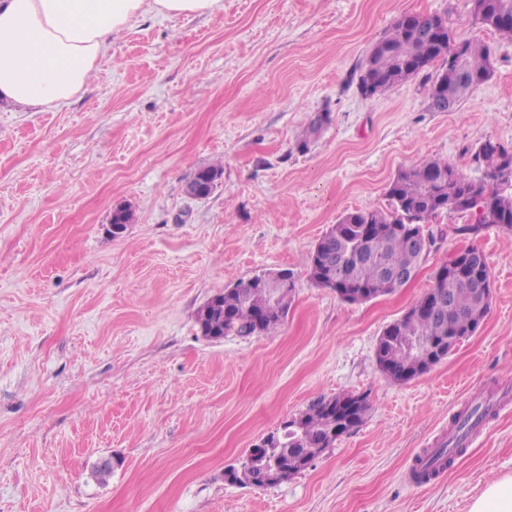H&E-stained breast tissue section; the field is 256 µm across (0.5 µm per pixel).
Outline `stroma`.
Here are the masks:
<instances>
[{"label":"stroma","instance_id":"stroma-1","mask_svg":"<svg viewBox=\"0 0 512 512\" xmlns=\"http://www.w3.org/2000/svg\"><path fill=\"white\" fill-rule=\"evenodd\" d=\"M447 16L491 46L493 73L449 112L417 76L381 95L358 78L405 14ZM330 122L307 148L311 116ZM512 145V40L475 24L470 0H224L203 16H146L113 35L85 92L55 107L0 98V512H468L512 475V410L489 418L451 467L412 469L454 415L512 391V233L443 231L416 279L349 304L309 278L344 213L387 207L404 167L465 175L486 139ZM222 164L205 198L185 185ZM133 218L113 235V209ZM487 257L479 330L397 383L378 336L458 251ZM293 272L271 335L209 339L196 313L237 284ZM366 395L359 427L264 487L228 482L254 444L310 402ZM122 464L106 484L92 466Z\"/></svg>","mask_w":512,"mask_h":512}]
</instances>
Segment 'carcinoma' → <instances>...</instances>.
Here are the masks:
<instances>
[{
    "label": "carcinoma",
    "instance_id": "1",
    "mask_svg": "<svg viewBox=\"0 0 512 512\" xmlns=\"http://www.w3.org/2000/svg\"><path fill=\"white\" fill-rule=\"evenodd\" d=\"M475 23L512 40V0H471ZM440 25V41L427 45L414 37V28L429 21ZM463 48L462 67L472 77L466 84L454 82L449 73L448 57L456 47ZM491 50L488 45L470 39L454 40L448 17L439 14H405L395 21L387 34L373 47L363 74L361 92L382 94L395 84L418 76L435 63L440 70L431 83L429 99L444 95L458 103L491 75ZM475 162L484 170L480 178L469 177L439 160L401 168L388 184L389 207H367L342 215L317 242L311 256L309 277L319 287L330 288L340 299L345 292L366 291L369 298L392 294L396 285L388 276L422 263L424 257L410 244L412 230L426 232L418 223L431 221L443 213H468L473 223L458 228L464 234H478L483 228L496 226L512 232V147L487 139L474 152ZM222 174L221 166L198 169L192 181L209 186L210 179ZM465 271L441 275L436 271L431 287L399 319L388 325L379 337L378 352L385 363L381 370L397 382L416 377L417 367L440 362L454 349V338L485 319L490 304L478 299L479 283L491 281L490 267L484 253L476 247L462 251ZM345 292H340V289ZM294 290L293 275L288 285L273 293L254 277L237 287L212 297L197 314L202 335L222 339L228 335L250 336L258 315L265 316L260 334L275 331L288 315ZM450 300L436 309L428 307L430 299L441 293ZM370 410L363 396L339 394L313 400L300 416L301 427L281 437L245 462L258 471L264 458L277 456L283 478L294 456L305 448L323 449L336 442L331 433L340 435L358 427ZM490 413L478 404L454 418L457 443L438 448L420 460L422 474L432 472L433 463L449 466L463 450L469 432Z\"/></svg>",
    "mask_w": 512,
    "mask_h": 512
}]
</instances>
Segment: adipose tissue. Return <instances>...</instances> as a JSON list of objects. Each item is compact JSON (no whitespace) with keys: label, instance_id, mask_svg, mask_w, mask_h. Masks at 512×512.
<instances>
[{"label":"adipose tissue","instance_id":"ef3b65f1","mask_svg":"<svg viewBox=\"0 0 512 512\" xmlns=\"http://www.w3.org/2000/svg\"><path fill=\"white\" fill-rule=\"evenodd\" d=\"M223 0H0V97L32 107L70 103L112 37L140 16L216 12Z\"/></svg>","mask_w":512,"mask_h":512}]
</instances>
